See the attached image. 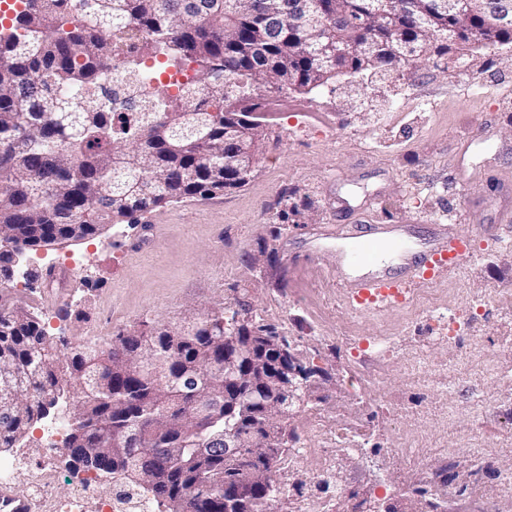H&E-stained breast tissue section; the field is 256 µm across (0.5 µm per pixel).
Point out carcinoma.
Segmentation results:
<instances>
[{
  "mask_svg": "<svg viewBox=\"0 0 512 512\" xmlns=\"http://www.w3.org/2000/svg\"><path fill=\"white\" fill-rule=\"evenodd\" d=\"M27 0L0 25V281L15 278L19 250L96 236L108 224L187 198L248 183L262 159L269 98L317 93L340 72L383 78L465 43L468 29L492 45L512 29L488 24L482 3L450 18L438 0ZM338 31L377 53L324 58L312 38L336 12ZM195 66L175 95L157 89L139 112H115L105 83L142 74V60ZM276 216L297 224L312 209L290 201ZM237 311L209 307L174 327L122 330L107 343L61 349L25 308L0 304V449L12 448L66 399L65 447L75 467L110 474L151 495L166 512H263L276 489L257 473L273 468L297 440L287 412L264 414L267 381L288 359L263 337L276 329L253 316L224 340ZM254 343L243 381L224 390L211 371ZM240 403L230 423L272 438L270 453L240 448L224 456V403ZM210 414L197 419V406Z\"/></svg>",
  "mask_w": 512,
  "mask_h": 512,
  "instance_id": "cac0c4a2",
  "label": "carcinoma"
}]
</instances>
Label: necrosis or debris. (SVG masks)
Returning a JSON list of instances; mask_svg holds the SVG:
<instances>
[{
	"label": "necrosis or debris",
	"mask_w": 512,
	"mask_h": 512,
	"mask_svg": "<svg viewBox=\"0 0 512 512\" xmlns=\"http://www.w3.org/2000/svg\"><path fill=\"white\" fill-rule=\"evenodd\" d=\"M428 327L429 336L408 349L398 336H344L340 342L357 360L368 353L382 358L401 356L419 391L418 400L408 406L409 412L444 423L448 420V397L433 396L429 376L433 369L427 355L431 336L440 334L467 362L475 358L480 339L460 335L459 321L452 315L430 316ZM340 404L334 416L312 413L306 421L310 444L294 445L274 469V478L283 491L280 502L289 512H375L390 505L397 512H436L440 504L460 508L461 512H512V467L503 464L504 454L512 451V427L503 430L492 444L478 445L470 435H463L466 452L462 455L429 447L416 431L403 430L390 448L384 449L382 471L358 479L352 491L340 488L335 498H324L319 489L334 481L340 462L365 455L361 441L374 417L371 406L363 400L344 398ZM64 452L60 445L45 449L41 466L30 475L24 494L32 512H109L108 503L95 494V481L86 476L78 478L71 496L55 495L58 471L53 457ZM312 456L318 457L319 466L308 473L303 464ZM393 470L416 474L417 484L397 487L389 477Z\"/></svg>",
	"instance_id": "1"
}]
</instances>
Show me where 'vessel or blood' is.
Here are the masks:
<instances>
[{
    "label": "vessel or blood",
    "mask_w": 512,
    "mask_h": 512,
    "mask_svg": "<svg viewBox=\"0 0 512 512\" xmlns=\"http://www.w3.org/2000/svg\"><path fill=\"white\" fill-rule=\"evenodd\" d=\"M344 243L343 270L336 284L346 302L364 311L390 310L426 287L448 280L471 257V235L458 224L437 225L415 240L409 225H337ZM397 249V261L383 264V251Z\"/></svg>",
    "instance_id": "vessel-or-blood-1"
}]
</instances>
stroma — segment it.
I'll return each instance as SVG.
<instances>
[{"label": "stroma", "instance_id": "1", "mask_svg": "<svg viewBox=\"0 0 512 512\" xmlns=\"http://www.w3.org/2000/svg\"><path fill=\"white\" fill-rule=\"evenodd\" d=\"M480 91L465 93L471 80ZM465 161L470 190L448 183ZM310 198L316 209L303 224L275 221L282 192ZM512 210V45L471 47L461 63L435 56L401 68L374 86L290 95L274 113L254 178L243 188L196 198L114 224L99 235L50 249L23 250L20 262L44 271L66 262L61 282H13L11 293L37 315L55 342L75 345L112 338L121 330L186 324L216 303L243 305L277 327L328 378L293 418L336 411V392L354 363L337 333L411 336L422 320L402 308L355 313L339 310V288L329 273L339 244L326 234L339 224H409L428 237L434 225L499 223ZM470 260L446 282L426 288L432 310L463 316V333L482 337L499 374H477L447 343H433L432 363L444 365L455 386L452 402L478 388L494 410L460 411L447 426L428 417L377 414L372 443L388 447L400 429H419L425 441L459 450V435L496 441L512 409V349L503 333L495 291L512 289V246L473 236ZM483 314L467 317L473 299ZM381 382L369 401H415L401 359L381 360Z\"/></svg>", "mask_w": 512, "mask_h": 512}]
</instances>
